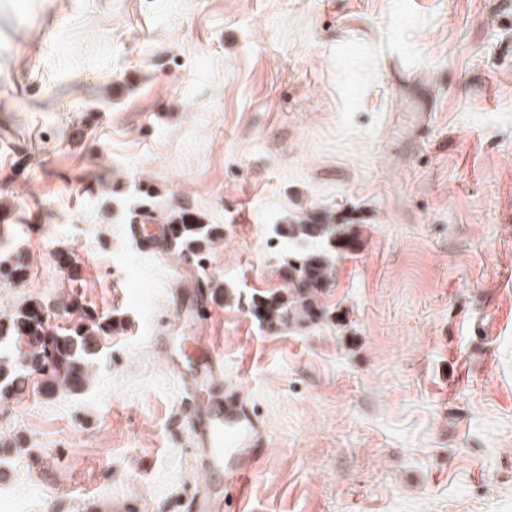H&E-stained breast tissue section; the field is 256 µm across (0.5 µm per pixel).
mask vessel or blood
I'll return each mask as SVG.
<instances>
[{
	"mask_svg": "<svg viewBox=\"0 0 512 512\" xmlns=\"http://www.w3.org/2000/svg\"><path fill=\"white\" fill-rule=\"evenodd\" d=\"M186 310L192 323L211 316L209 292L196 287ZM193 341L199 360L184 368L183 348H167L171 370L188 400L187 428L197 470L202 478L192 486V512H247L238 476L261 456L264 440L250 406L242 398L224 399V361L214 339L198 332Z\"/></svg>",
	"mask_w": 512,
	"mask_h": 512,
	"instance_id": "vessel-or-blood-1",
	"label": "vessel or blood"
}]
</instances>
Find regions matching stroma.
Segmentation results:
<instances>
[{
    "mask_svg": "<svg viewBox=\"0 0 512 512\" xmlns=\"http://www.w3.org/2000/svg\"><path fill=\"white\" fill-rule=\"evenodd\" d=\"M402 58L433 92L399 112ZM223 238L205 329L265 429L253 512H512V0H0V321L115 319L79 393L0 397V512H190L156 341L188 283L140 250L145 192ZM355 225L326 320L273 332L281 224Z\"/></svg>",
    "mask_w": 512,
    "mask_h": 512,
    "instance_id": "obj_1",
    "label": "stroma"
}]
</instances>
